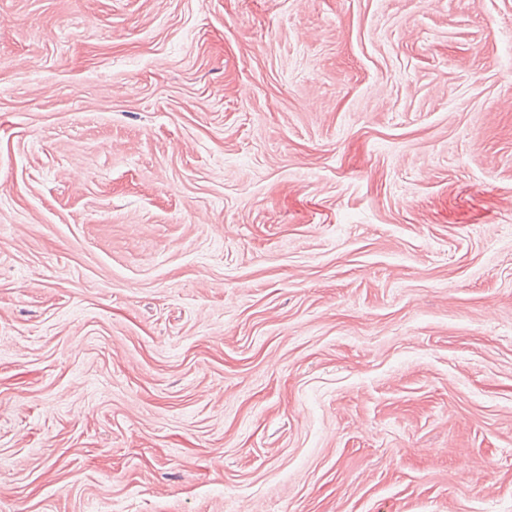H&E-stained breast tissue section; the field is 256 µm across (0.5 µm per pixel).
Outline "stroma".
<instances>
[{
    "mask_svg": "<svg viewBox=\"0 0 512 512\" xmlns=\"http://www.w3.org/2000/svg\"><path fill=\"white\" fill-rule=\"evenodd\" d=\"M512 0H0V512H512Z\"/></svg>",
    "mask_w": 512,
    "mask_h": 512,
    "instance_id": "35a3bbf8",
    "label": "stroma"
}]
</instances>
